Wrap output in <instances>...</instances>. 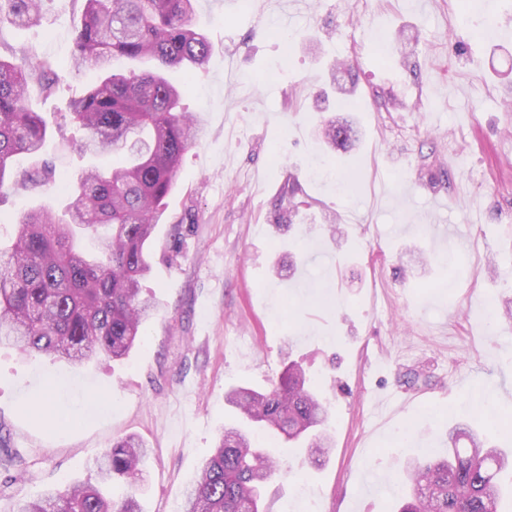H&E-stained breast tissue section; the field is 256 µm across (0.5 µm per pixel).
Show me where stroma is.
Listing matches in <instances>:
<instances>
[{"label": "stroma", "instance_id": "stroma-1", "mask_svg": "<svg viewBox=\"0 0 512 512\" xmlns=\"http://www.w3.org/2000/svg\"><path fill=\"white\" fill-rule=\"evenodd\" d=\"M288 3L198 0L212 51L182 105L204 135L152 235L143 341L119 361L0 346V512L93 478L130 434L149 447L142 512H170L233 415L225 392L291 361L329 399L335 446L317 465L280 446L272 512H393L406 461L443 455L459 423L512 449V326L488 329L512 306V0H482L477 25L469 0H308L286 23ZM80 20L77 0H47L41 26L0 23V53L68 66ZM281 34L292 55L270 84ZM95 78L31 90L56 180L0 199V237L70 203L56 182L90 160L62 112ZM335 117L360 139L330 156L318 127Z\"/></svg>", "mask_w": 512, "mask_h": 512}]
</instances>
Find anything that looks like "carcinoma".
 <instances>
[{
	"label": "carcinoma",
	"mask_w": 512,
	"mask_h": 512,
	"mask_svg": "<svg viewBox=\"0 0 512 512\" xmlns=\"http://www.w3.org/2000/svg\"><path fill=\"white\" fill-rule=\"evenodd\" d=\"M45 0H0V19L33 27ZM81 25L73 31L74 71L93 70L97 81L68 103L72 124L83 130L84 150L110 153L108 168L91 165L70 182L63 211L50 204L18 218L15 240L0 249V343L21 353L59 359L124 357L143 340L152 310L140 296L150 272L146 243L175 188L185 151L201 128L183 110V90L168 72L203 68L210 43L194 22V0H80ZM156 62L150 70L116 73L112 60ZM62 75L34 52L22 62L0 55V197L40 183L15 173L12 158L38 156L49 136L46 121L28 104L33 86L50 95ZM324 144L348 151L357 139L349 120L321 128ZM97 236L104 259L73 247L75 229ZM238 410L203 462L183 512H259V488L281 472L279 450L254 446L253 427L304 447L318 463L332 444L330 408L301 365L288 368L264 391L238 387L226 394ZM147 447L134 436L112 443L97 465V484L48 490L19 512H138L133 488L143 476ZM512 457L469 427L448 432V455L406 469L412 496L399 512H501L512 488L501 481ZM120 481L122 496L102 487Z\"/></svg>",
	"instance_id": "carcinoma-1"
}]
</instances>
